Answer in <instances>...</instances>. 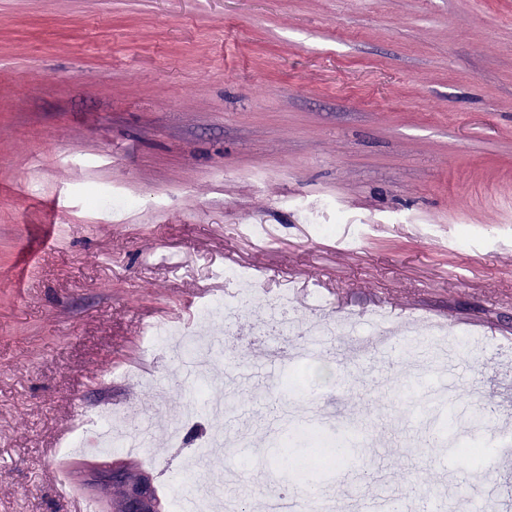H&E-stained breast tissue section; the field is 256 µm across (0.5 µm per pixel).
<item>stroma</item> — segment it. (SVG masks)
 Segmentation results:
<instances>
[{"label": "stroma", "instance_id": "1", "mask_svg": "<svg viewBox=\"0 0 512 512\" xmlns=\"http://www.w3.org/2000/svg\"><path fill=\"white\" fill-rule=\"evenodd\" d=\"M96 193L143 206L96 210ZM228 265L252 271L260 302L198 321ZM282 288L325 308L296 305L298 329L279 331L264 299ZM378 308L448 332L345 356L367 333L344 319ZM158 310L222 348L206 387L230 405L180 443L151 437L162 512L202 495L261 512L263 493L313 478L344 512L434 488L460 512L458 491L489 473L512 487L493 423L469 422L492 405L512 425V0H0V512H77L54 464L78 409L152 401L172 418L196 401L164 347L139 380L109 375ZM444 341L466 377L438 415L486 446L479 467L429 441ZM273 345L282 364L258 368ZM290 422L333 441L359 429L357 476L315 454L279 459L280 481L265 460L228 480L235 451L223 470L185 468L204 436L262 452Z\"/></svg>", "mask_w": 512, "mask_h": 512}]
</instances>
